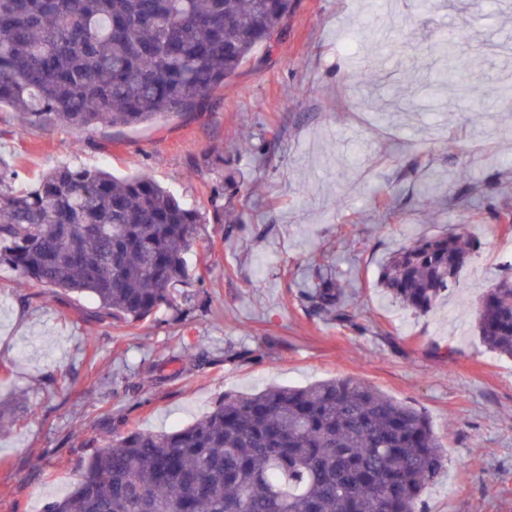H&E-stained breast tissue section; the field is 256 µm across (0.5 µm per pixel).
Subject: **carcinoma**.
Wrapping results in <instances>:
<instances>
[{
    "label": "carcinoma",
    "mask_w": 512,
    "mask_h": 512,
    "mask_svg": "<svg viewBox=\"0 0 512 512\" xmlns=\"http://www.w3.org/2000/svg\"><path fill=\"white\" fill-rule=\"evenodd\" d=\"M292 0H0V105L31 122L130 127L202 112L269 39ZM434 54L470 61L436 42ZM0 170V263L31 288L88 296L127 324L174 301L199 210L146 174L55 167L26 190ZM474 239L413 240L380 267L393 303L429 312L456 285ZM314 316L347 319L336 276L311 269ZM489 349L512 358V277L476 314ZM445 453L418 409L350 378L226 394L161 433L113 431L45 512H424Z\"/></svg>",
    "instance_id": "carcinoma-1"
}]
</instances>
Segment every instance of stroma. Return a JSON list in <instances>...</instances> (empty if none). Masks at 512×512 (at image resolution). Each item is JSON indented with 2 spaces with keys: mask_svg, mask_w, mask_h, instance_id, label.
Segmentation results:
<instances>
[{
  "mask_svg": "<svg viewBox=\"0 0 512 512\" xmlns=\"http://www.w3.org/2000/svg\"><path fill=\"white\" fill-rule=\"evenodd\" d=\"M365 17L373 33L357 34ZM454 37L463 77L492 110L442 87L431 46ZM376 64L380 89L350 81ZM512 0H293L282 31L214 91L206 111L138 127L27 123L0 108V166L15 188L62 164L149 174L211 216L226 171L248 189L234 224L199 225L189 280L172 306L132 325L97 303L21 284L0 265V399L20 408L0 432V512H44L79 479L112 428L185 426L227 393L351 378L431 421L447 462L426 512H512V358L483 343L475 311L512 271ZM421 106L410 111L411 96ZM223 156L228 170L214 166ZM433 188V203L421 190ZM469 229L480 246L426 314L381 296L400 243ZM331 268L350 319L310 316L305 261ZM192 343L199 361L180 359Z\"/></svg>",
  "mask_w": 512,
  "mask_h": 512,
  "instance_id": "1",
  "label": "stroma"
}]
</instances>
